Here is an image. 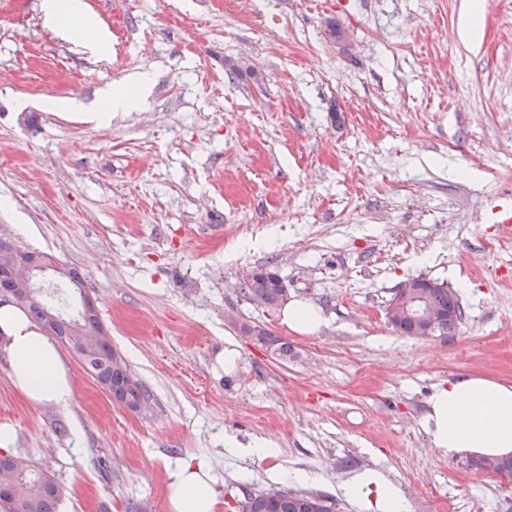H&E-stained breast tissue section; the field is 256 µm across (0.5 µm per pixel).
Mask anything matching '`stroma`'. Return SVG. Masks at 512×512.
<instances>
[{"mask_svg":"<svg viewBox=\"0 0 512 512\" xmlns=\"http://www.w3.org/2000/svg\"><path fill=\"white\" fill-rule=\"evenodd\" d=\"M41 3L0 0V236L79 271L149 394L126 411L63 347L74 403L34 404L0 355L8 450L62 485L59 512H171L187 460L213 473L217 512L247 488L361 512L344 482L367 467L404 512L442 494L512 512L511 486L423 426L437 384L512 382V0H486L472 43L464 0H85L111 36L99 55ZM134 70L148 102L92 120ZM260 269L326 325L302 334L248 301ZM416 276L457 292L454 335L389 324ZM241 317L288 360L238 335ZM258 440L276 455L247 454ZM249 322L253 327L252 331L254 334L247 338L252 340L255 344H259L262 347L273 349V353L281 360H288V355L291 354V349L288 347V343L282 342L280 339L275 338L271 335H266L263 330H260L258 325Z\"/></svg>","mask_w":512,"mask_h":512,"instance_id":"35a3bbf8","label":"stroma"}]
</instances>
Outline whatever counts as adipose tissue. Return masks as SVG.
<instances>
[{
    "label": "adipose tissue",
    "instance_id": "obj_1",
    "mask_svg": "<svg viewBox=\"0 0 512 512\" xmlns=\"http://www.w3.org/2000/svg\"><path fill=\"white\" fill-rule=\"evenodd\" d=\"M47 21L60 33L73 36L76 28H93L83 0H44ZM147 98L151 87L139 72L109 88L95 114L107 124L113 113L132 104L129 89ZM0 351L9 362L14 386L32 403L69 406L76 392L68 369L53 340L10 305L0 307ZM424 427L440 453L500 457L512 454V383L482 376L460 375L438 384L428 399ZM346 491L365 512H402L398 486L374 468L355 472ZM214 478L203 464L182 463L171 474L169 504L172 512H214Z\"/></svg>",
    "mask_w": 512,
    "mask_h": 512
}]
</instances>
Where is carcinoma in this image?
Here are the masks:
<instances>
[{"label":"carcinoma","mask_w":512,"mask_h":512,"mask_svg":"<svg viewBox=\"0 0 512 512\" xmlns=\"http://www.w3.org/2000/svg\"><path fill=\"white\" fill-rule=\"evenodd\" d=\"M242 293L266 307H274L284 300L283 289L270 288L256 280L244 282ZM420 299L442 316L434 333L440 336L455 333L462 320V310L451 289L441 284L424 288ZM58 302L59 291L46 293L38 289L31 295L20 296L13 305L49 335L70 342L93 377L112 379V390L119 404L131 410L141 409L146 403L147 391L112 347L102 321L93 317L78 324L64 315ZM252 331L250 340L273 349L279 359H288L291 354L288 343L265 334L256 324ZM0 488L8 492L5 500H0V512H57L62 498V488L54 477L11 453L0 455ZM276 494L278 498L273 501L269 491H249V507L244 512H332V503L319 494L294 490H278Z\"/></svg>","instance_id":"1"}]
</instances>
